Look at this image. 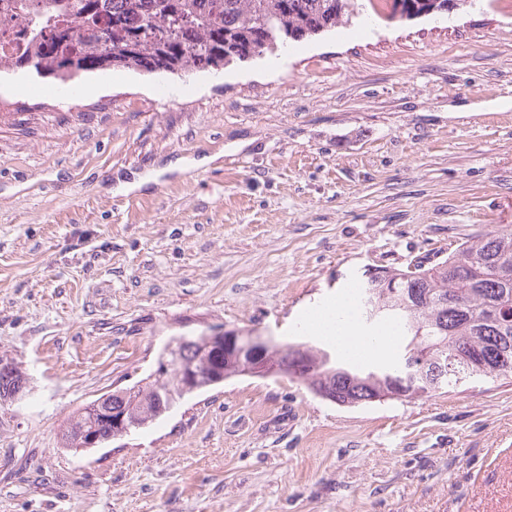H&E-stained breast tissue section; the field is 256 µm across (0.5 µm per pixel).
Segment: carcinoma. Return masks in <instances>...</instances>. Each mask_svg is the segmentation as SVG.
<instances>
[{
	"mask_svg": "<svg viewBox=\"0 0 512 512\" xmlns=\"http://www.w3.org/2000/svg\"><path fill=\"white\" fill-rule=\"evenodd\" d=\"M347 0H12L17 40L7 72L33 69L62 82L66 75L112 66L146 72H206L257 52L267 31L299 40L336 25ZM366 335L397 329L390 364L361 365L328 347H311L313 383L336 390L342 404L359 405L392 390L409 360L470 363L478 375L512 378V232L461 243L444 259L405 268L366 271L358 294ZM25 378L0 364V400L23 393ZM112 437V418L74 413L62 431L66 448L83 432Z\"/></svg>",
	"mask_w": 512,
	"mask_h": 512,
	"instance_id": "obj_1",
	"label": "carcinoma"
}]
</instances>
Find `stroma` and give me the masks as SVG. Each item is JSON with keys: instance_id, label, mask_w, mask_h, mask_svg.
<instances>
[{"instance_id": "stroma-1", "label": "stroma", "mask_w": 512, "mask_h": 512, "mask_svg": "<svg viewBox=\"0 0 512 512\" xmlns=\"http://www.w3.org/2000/svg\"><path fill=\"white\" fill-rule=\"evenodd\" d=\"M510 230L512 0L210 72L0 77V360L26 377L0 401V512H512V378L346 406L236 376L60 444L174 337L319 343L365 271Z\"/></svg>"}]
</instances>
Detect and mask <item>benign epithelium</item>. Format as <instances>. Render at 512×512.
<instances>
[{"label": "benign epithelium", "instance_id": "obj_1", "mask_svg": "<svg viewBox=\"0 0 512 512\" xmlns=\"http://www.w3.org/2000/svg\"><path fill=\"white\" fill-rule=\"evenodd\" d=\"M424 0H389L381 11L382 17L388 21L396 19H411L438 12H451L459 6V0H435L423 7ZM273 339L264 336L244 335L239 331L217 333H201L197 336H178L174 338L160 354L156 369L151 379L156 381L153 394L138 396L132 405H127L132 389H117L101 395L88 405V411L112 415V438L116 439L130 433L133 429L143 427L142 419L155 418L170 411L173 406L167 381L174 379L178 384L181 396L198 391L201 385L194 373L185 371L179 366L181 352L188 348L196 349V359L205 361L213 358L219 352H224V359L230 366L223 369L214 367L210 371V384L218 385L233 376L253 377H299L302 365L308 362L311 354L310 346L306 343L290 345L293 363L286 359H276L267 354ZM444 366L436 364L431 367L429 376L419 379L416 390L419 392L438 390Z\"/></svg>", "mask_w": 512, "mask_h": 512}]
</instances>
